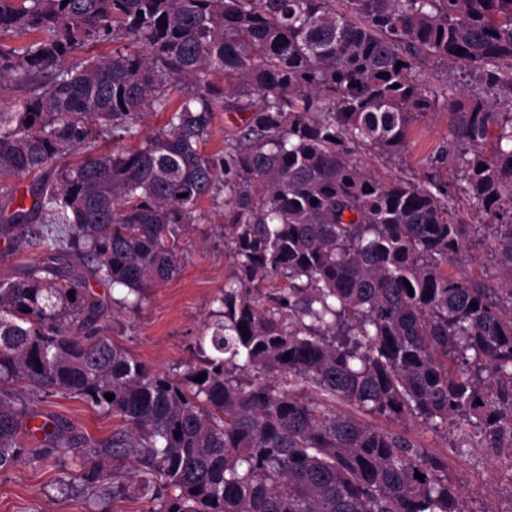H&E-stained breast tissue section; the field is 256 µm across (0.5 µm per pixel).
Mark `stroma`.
Wrapping results in <instances>:
<instances>
[{
    "instance_id": "stroma-1",
    "label": "stroma",
    "mask_w": 512,
    "mask_h": 512,
    "mask_svg": "<svg viewBox=\"0 0 512 512\" xmlns=\"http://www.w3.org/2000/svg\"><path fill=\"white\" fill-rule=\"evenodd\" d=\"M447 137L448 111L442 108L410 129L401 158L389 161L361 148L354 159L383 180L414 181ZM201 207L205 220L191 225L181 239L180 272L149 288L140 308L109 305L100 321L104 335L162 373L181 372L194 361V345L217 311V299L233 271L224 232L223 194L204 199ZM38 253L26 228L0 233V278H23ZM20 396L27 421L56 420L68 438L104 441L122 425L120 418L61 392L45 395L24 390ZM400 426L424 448L447 458L448 475L466 495L471 512L487 507L512 512V457L507 452L479 446L459 450L445 430L433 431L413 420ZM54 457L47 467L21 464L0 472V512H148L150 504L141 497L133 475L136 462H113L110 479L95 492L85 479L88 464L65 448L55 451Z\"/></svg>"
}]
</instances>
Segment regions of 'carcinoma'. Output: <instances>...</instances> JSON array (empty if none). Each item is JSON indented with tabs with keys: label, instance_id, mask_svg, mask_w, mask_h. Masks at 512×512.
I'll list each match as a JSON object with an SVG mask.
<instances>
[{
	"label": "carcinoma",
	"instance_id": "cac0c4a2",
	"mask_svg": "<svg viewBox=\"0 0 512 512\" xmlns=\"http://www.w3.org/2000/svg\"><path fill=\"white\" fill-rule=\"evenodd\" d=\"M342 2L0 0V91L29 90L0 111V180L42 178L31 208L0 216L42 223L39 260L0 278V472L96 448L143 466L148 512H470L447 459L367 416L449 425L457 447L512 457V0ZM422 62L469 83L433 85ZM442 104L448 142L417 181L354 161L401 156ZM149 111L165 125L101 149L137 138ZM226 111L249 116L216 159ZM221 182V309L197 363L155 372L101 335L106 304L67 260L139 307L180 272V239ZM475 235L497 288L448 272ZM17 383L125 427L92 442L45 423L27 451Z\"/></svg>",
	"mask_w": 512,
	"mask_h": 512
}]
</instances>
